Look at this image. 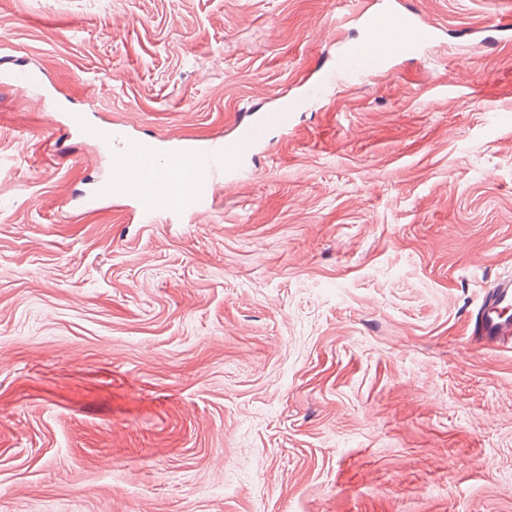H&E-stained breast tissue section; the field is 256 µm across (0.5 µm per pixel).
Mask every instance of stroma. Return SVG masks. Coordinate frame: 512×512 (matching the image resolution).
Returning a JSON list of instances; mask_svg holds the SVG:
<instances>
[{
    "label": "stroma",
    "mask_w": 512,
    "mask_h": 512,
    "mask_svg": "<svg viewBox=\"0 0 512 512\" xmlns=\"http://www.w3.org/2000/svg\"><path fill=\"white\" fill-rule=\"evenodd\" d=\"M437 40L272 129L204 215L84 195L80 109L222 137L301 96L358 0H0V512H512V36L413 0ZM483 298L474 322V332L487 345L512 342V280L493 285Z\"/></svg>",
    "instance_id": "obj_1"
}]
</instances>
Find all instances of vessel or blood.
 Returning a JSON list of instances; mask_svg holds the SVG:
<instances>
[{"label":"vessel or blood","mask_w":512,"mask_h":512,"mask_svg":"<svg viewBox=\"0 0 512 512\" xmlns=\"http://www.w3.org/2000/svg\"><path fill=\"white\" fill-rule=\"evenodd\" d=\"M352 20L360 36L337 46L333 69L311 84L309 98L319 101L331 87L392 75L400 59L427 49L436 37L405 0H363ZM299 104L292 98L251 113L221 142L184 137L155 143L94 121L82 111L64 113L60 126L109 153L110 171L102 194L129 201L142 222L150 224L160 216L204 214L214 185L240 182L269 131L288 128ZM474 331L491 346L512 342L511 279L497 282L483 298Z\"/></svg>","instance_id":"vessel-or-blood-1"}]
</instances>
